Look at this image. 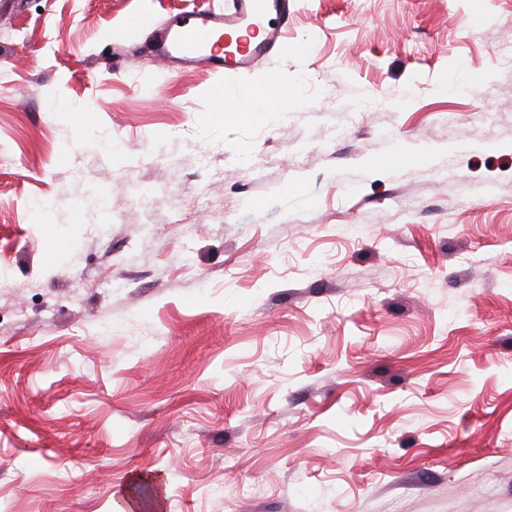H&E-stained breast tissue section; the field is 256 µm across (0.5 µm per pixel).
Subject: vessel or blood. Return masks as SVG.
<instances>
[{"mask_svg": "<svg viewBox=\"0 0 512 512\" xmlns=\"http://www.w3.org/2000/svg\"><path fill=\"white\" fill-rule=\"evenodd\" d=\"M132 27L151 39L156 61L201 64L224 77L304 49L287 33L288 0H226L222 10L188 13L165 26L145 12Z\"/></svg>", "mask_w": 512, "mask_h": 512, "instance_id": "vessel-or-blood-1", "label": "vessel or blood"}]
</instances>
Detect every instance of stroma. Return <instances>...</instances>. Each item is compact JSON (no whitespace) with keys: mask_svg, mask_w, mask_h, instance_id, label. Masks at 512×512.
<instances>
[{"mask_svg":"<svg viewBox=\"0 0 512 512\" xmlns=\"http://www.w3.org/2000/svg\"><path fill=\"white\" fill-rule=\"evenodd\" d=\"M216 4L0 0V512H512V0H295L225 82L112 44Z\"/></svg>","mask_w":512,"mask_h":512,"instance_id":"1","label":"stroma"}]
</instances>
